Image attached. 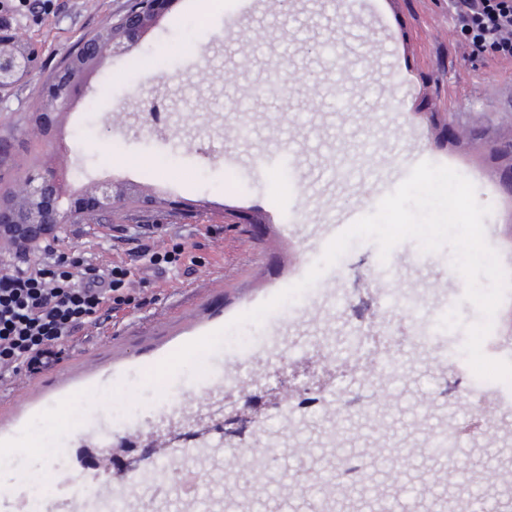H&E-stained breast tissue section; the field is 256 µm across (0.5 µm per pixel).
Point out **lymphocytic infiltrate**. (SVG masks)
<instances>
[{
  "label": "lymphocytic infiltrate",
  "instance_id": "f902f5d3",
  "mask_svg": "<svg viewBox=\"0 0 512 512\" xmlns=\"http://www.w3.org/2000/svg\"><path fill=\"white\" fill-rule=\"evenodd\" d=\"M471 54L512 60V0H452ZM130 262L98 264L36 246L23 266L0 263V384L59 364L65 344L93 336L138 305Z\"/></svg>",
  "mask_w": 512,
  "mask_h": 512
}]
</instances>
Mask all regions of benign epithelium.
<instances>
[{
    "instance_id": "7a95c632",
    "label": "benign epithelium",
    "mask_w": 512,
    "mask_h": 512,
    "mask_svg": "<svg viewBox=\"0 0 512 512\" xmlns=\"http://www.w3.org/2000/svg\"><path fill=\"white\" fill-rule=\"evenodd\" d=\"M173 0H145L142 9L127 12L119 28L104 40L84 41L79 51L57 72L50 93L43 99L39 124L48 135L54 128L57 114L71 108L89 68L105 53L121 55L139 44L146 31L171 6ZM33 67L29 49L0 33V93L9 90ZM131 198L126 186L114 179L97 184L93 194L78 196L70 189L64 174L45 169L27 177L20 191V200L0 197V240L17 246L19 254L56 233L61 225L84 211H106Z\"/></svg>"
}]
</instances>
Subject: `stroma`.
Segmentation results:
<instances>
[{"instance_id": "1", "label": "stroma", "mask_w": 512, "mask_h": 512, "mask_svg": "<svg viewBox=\"0 0 512 512\" xmlns=\"http://www.w3.org/2000/svg\"><path fill=\"white\" fill-rule=\"evenodd\" d=\"M128 0H0L8 33L37 52L32 74L0 95V193L16 191L35 170L55 167L64 153L74 192L91 194L97 182L117 178L158 189L144 212L121 211L98 224H67L50 238L56 252L87 253L106 263L127 260L135 239L152 238L158 250L197 243L193 268L163 272L133 263L144 304L99 335L66 347L61 365L126 366L111 383L86 394L61 417L53 385L57 370L0 386V421L8 405L42 400L13 440L49 438L53 469L67 464L84 428L112 429L113 482L159 463L169 430H178L185 466L200 483L222 489L227 512H313L320 496L305 488L307 473L327 467L333 454L359 455L365 479L351 487L335 512H369L374 499L394 508L418 498L429 512L438 470L472 471L487 449L505 454L501 488L512 490V416L488 431L461 437L445 463L430 439L472 416V405L443 392L436 358L461 350L467 329L480 321L464 302V278L443 246L421 261L419 243L392 248L387 265L371 239L355 241L309 288L261 324L240 328L255 346L224 342L216 352L224 370L217 397L201 392V377L185 368L165 377L161 390L143 383V364L159 349L180 348L189 337L228 325L298 283L328 243L409 175L429 161L469 179L479 203L491 206L485 237L500 261L512 260L505 232L512 201L487 176L476 153L448 150V131L433 114L503 119L512 108V61L463 53L448 0H255L252 8L202 18L193 0H174L141 42L122 56H105L82 95L60 119L61 135L46 138L35 122L58 61L84 37L115 21ZM280 67L277 94L256 97L271 65ZM284 149L292 169L264 164ZM136 165H129V158ZM369 288H355L356 277ZM423 295L417 313L399 308L400 293ZM437 330L435 347L415 342ZM397 354L399 374L376 380L384 401L342 420L313 417L277 403L278 386L309 383L311 390L359 397L360 364L371 354ZM122 407L140 424L125 446ZM243 415L245 434L225 437L224 418ZM276 447L264 487H254L247 463L257 448ZM399 449L395 467L378 449ZM237 464L226 469L225 452ZM130 512H195L173 482L142 481L129 490Z\"/></svg>"}]
</instances>
